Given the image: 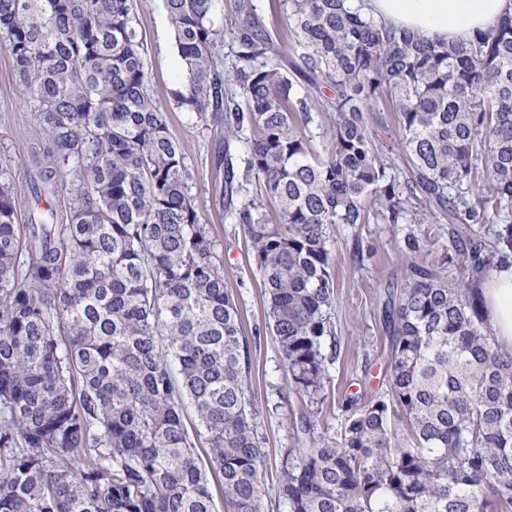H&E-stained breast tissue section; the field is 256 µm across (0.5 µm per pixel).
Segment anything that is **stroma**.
<instances>
[{
    "instance_id": "1",
    "label": "stroma",
    "mask_w": 512,
    "mask_h": 512,
    "mask_svg": "<svg viewBox=\"0 0 512 512\" xmlns=\"http://www.w3.org/2000/svg\"><path fill=\"white\" fill-rule=\"evenodd\" d=\"M144 42L148 88L163 103L178 88L179 58L163 0H134ZM169 130L185 154L189 184L201 223L207 224L216 254L224 262V285L239 305L243 334L251 354L248 384L262 403L255 420L267 459L265 512H285L278 494L281 459L293 445L292 425L301 400L288 381L275 341L265 332L263 284L253 264L242 225L228 214L221 185L224 174L215 158L224 148V123L172 108ZM45 133L35 118V104L14 75L13 61L0 48V170L8 171L15 187L19 223L31 213L67 207L65 194L40 201L31 192L26 165L41 152ZM408 227L372 222L332 226L327 247L335 275L336 300L330 310L336 327L337 356L328 362L330 398L316 416L319 432L334 437L346 419L376 399H390L391 378L386 302L403 287L411 260L402 248Z\"/></svg>"
}]
</instances>
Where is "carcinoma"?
I'll use <instances>...</instances> for the list:
<instances>
[{"instance_id": "carcinoma-1", "label": "carcinoma", "mask_w": 512, "mask_h": 512, "mask_svg": "<svg viewBox=\"0 0 512 512\" xmlns=\"http://www.w3.org/2000/svg\"><path fill=\"white\" fill-rule=\"evenodd\" d=\"M164 3L173 100L201 121L224 114L227 210L307 403L327 400L338 350L330 225L446 224L448 264L464 267L448 281L405 236L417 260L387 323L410 437L383 399L337 438L300 414L279 471L287 512H509L512 348L478 285L512 258V14L440 43L353 0H282L290 58L239 0L224 69L215 0ZM0 46L46 133L32 192L69 201L68 223L49 209L21 226L0 174V512H216L210 472L224 512H265L249 344L147 89L131 0H0ZM383 135L399 136L397 160Z\"/></svg>"}]
</instances>
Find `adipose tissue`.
<instances>
[{
	"mask_svg": "<svg viewBox=\"0 0 512 512\" xmlns=\"http://www.w3.org/2000/svg\"><path fill=\"white\" fill-rule=\"evenodd\" d=\"M375 18L432 41L463 42L486 29L512 0H365ZM481 297L499 341L512 346V263L482 281Z\"/></svg>",
	"mask_w": 512,
	"mask_h": 512,
	"instance_id": "1",
	"label": "adipose tissue"
}]
</instances>
